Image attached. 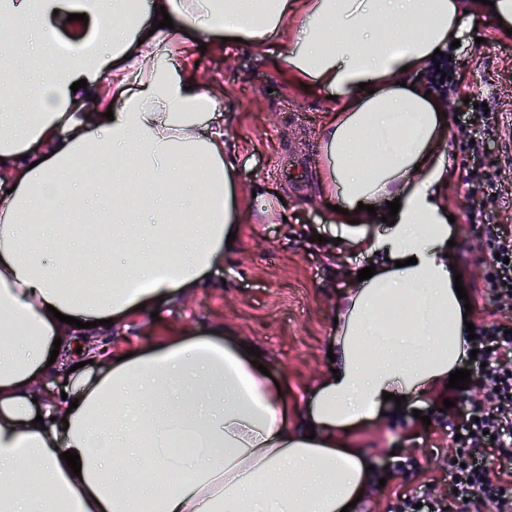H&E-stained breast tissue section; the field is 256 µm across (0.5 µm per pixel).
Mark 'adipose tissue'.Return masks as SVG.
<instances>
[{
	"label": "adipose tissue",
	"instance_id": "1",
	"mask_svg": "<svg viewBox=\"0 0 512 512\" xmlns=\"http://www.w3.org/2000/svg\"><path fill=\"white\" fill-rule=\"evenodd\" d=\"M161 7L173 25L156 30ZM71 13L99 34L63 54L48 32L53 15ZM469 16L512 26V0H0V27L23 46L0 54V177L14 186L0 200V512H50L61 499L79 512H259L264 502L341 512L363 494L368 462L352 434L395 411L396 397L442 393L464 356L447 254L450 163L439 151L448 120L405 80L460 38ZM188 29L256 51L286 39L281 72L342 103L321 130L318 182L342 198L333 221L376 273L347 290L336 370L292 416L287 387H271L222 325L189 342L158 336L126 359L88 328L205 285L246 218L233 155L212 124L224 93L179 60ZM89 167L97 182L84 179ZM393 200L391 234L369 239ZM76 279L93 281L97 296L77 297ZM420 299L425 326L407 316L390 328V313ZM78 347L96 368L74 374L65 398H37L47 362L68 371ZM177 429L201 445L191 479L133 483L139 470L177 468L163 442ZM66 451L79 454L80 474Z\"/></svg>",
	"mask_w": 512,
	"mask_h": 512
}]
</instances>
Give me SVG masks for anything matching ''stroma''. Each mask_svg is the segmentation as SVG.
<instances>
[{
	"mask_svg": "<svg viewBox=\"0 0 512 512\" xmlns=\"http://www.w3.org/2000/svg\"><path fill=\"white\" fill-rule=\"evenodd\" d=\"M447 54L467 83L471 102L488 103L498 113L512 108V35L482 21L469 24L459 47ZM193 57L203 81L224 93L214 124L226 133L250 216L238 247L225 254L209 284L172 299L158 316H128L119 328L100 332L98 341L113 350L143 347L157 322L177 335L223 323L233 337L260 349L272 380L291 390L289 409H299L330 365L328 348L340 333L334 319L344 314V292L366 265L342 225L332 221L339 197L322 195L317 181L320 131L340 103L325 91L293 87L271 58L236 41ZM449 145L456 164L446 189L455 217L452 253L472 306L467 320L473 323L512 309L482 292L490 255L466 219L468 152L458 132H451ZM314 233L324 236V243L311 241ZM439 403L436 396L409 399L392 416L355 433L353 446L377 472L353 512H397L408 486L403 473L387 467L395 457L414 460L417 482L436 492L446 488L438 460L450 443L448 431L420 419Z\"/></svg>",
	"mask_w": 512,
	"mask_h": 512,
	"instance_id": "obj_1",
	"label": "stroma"
}]
</instances>
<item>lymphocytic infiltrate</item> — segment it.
<instances>
[{
  "instance_id": "1",
  "label": "lymphocytic infiltrate",
  "mask_w": 512,
  "mask_h": 512,
  "mask_svg": "<svg viewBox=\"0 0 512 512\" xmlns=\"http://www.w3.org/2000/svg\"><path fill=\"white\" fill-rule=\"evenodd\" d=\"M459 133L472 157L468 182L481 193L468 221L477 225L481 244L493 256L484 292L493 301L512 300V233L493 209L500 195L496 163L475 125H461ZM475 332L481 383L470 396L471 411L444 423L457 436L446 452L450 493L437 496L420 485L400 512H512V317L478 324Z\"/></svg>"
}]
</instances>
